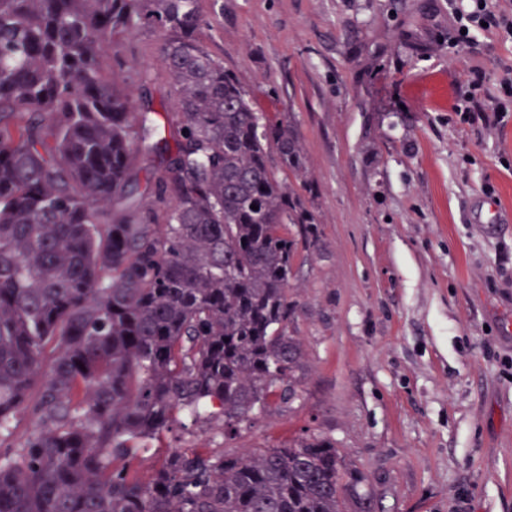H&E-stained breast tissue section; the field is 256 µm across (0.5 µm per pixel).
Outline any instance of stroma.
Returning <instances> with one entry per match:
<instances>
[{
    "label": "stroma",
    "instance_id": "1",
    "mask_svg": "<svg viewBox=\"0 0 512 512\" xmlns=\"http://www.w3.org/2000/svg\"><path fill=\"white\" fill-rule=\"evenodd\" d=\"M199 8L207 51L303 148L304 172L282 178L319 229L288 281L305 366L292 400L230 435L179 417L133 470L146 481L176 448L235 455L307 433L360 472L373 512H512V124L452 111L470 71L512 67V41L449 48L448 0ZM160 44L142 26L102 60L159 124L178 107Z\"/></svg>",
    "mask_w": 512,
    "mask_h": 512
}]
</instances>
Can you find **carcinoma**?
Returning a JSON list of instances; mask_svg holds the SVG:
<instances>
[{
  "mask_svg": "<svg viewBox=\"0 0 512 512\" xmlns=\"http://www.w3.org/2000/svg\"><path fill=\"white\" fill-rule=\"evenodd\" d=\"M197 3L0 0V512H372L318 436L131 472L180 414L231 432L303 368L288 279L317 226L277 175L302 148L204 48ZM143 23L179 98L153 129V101L101 75ZM152 133V200L129 213Z\"/></svg>",
  "mask_w": 512,
  "mask_h": 512,
  "instance_id": "carcinoma-1",
  "label": "carcinoma"
}]
</instances>
